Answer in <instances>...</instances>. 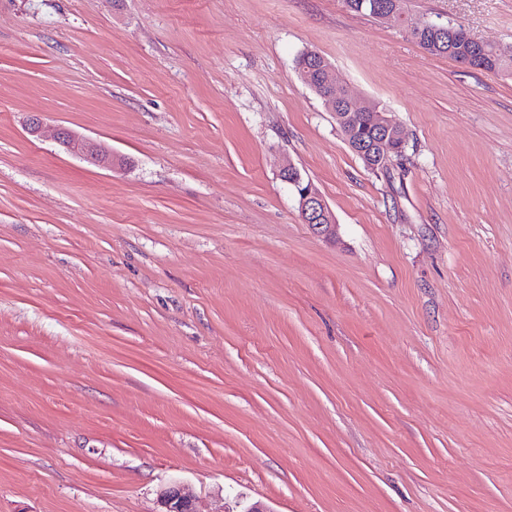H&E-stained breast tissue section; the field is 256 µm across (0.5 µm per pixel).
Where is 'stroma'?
Wrapping results in <instances>:
<instances>
[{
    "label": "stroma",
    "instance_id": "35a3bbf8",
    "mask_svg": "<svg viewBox=\"0 0 512 512\" xmlns=\"http://www.w3.org/2000/svg\"><path fill=\"white\" fill-rule=\"evenodd\" d=\"M406 10L512 48V0ZM307 51L401 158L364 166ZM174 480L204 512H512V73L344 0H0V512ZM53 136L62 147L90 163L112 165V156L108 150L98 143L74 135L66 127H57ZM296 168L288 166L282 169L281 178L294 187L297 194L299 212L304 224L311 232L322 239H331L336 235V221L323 197L308 180L296 175Z\"/></svg>",
    "mask_w": 512,
    "mask_h": 512
}]
</instances>
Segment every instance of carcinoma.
Segmentation results:
<instances>
[{
  "label": "carcinoma",
  "mask_w": 512,
  "mask_h": 512,
  "mask_svg": "<svg viewBox=\"0 0 512 512\" xmlns=\"http://www.w3.org/2000/svg\"><path fill=\"white\" fill-rule=\"evenodd\" d=\"M394 0H345L346 7L355 13L372 15L374 6L385 7L393 4ZM411 38L425 52L435 56H446L465 66L487 71H512V55L500 47L487 43L476 47L466 38L461 26H447L443 30L411 31ZM353 111L362 112L360 119V136L365 140L371 139L378 132L376 113L382 111L379 104L371 102L367 107H353Z\"/></svg>",
  "instance_id": "obj_1"
}]
</instances>
